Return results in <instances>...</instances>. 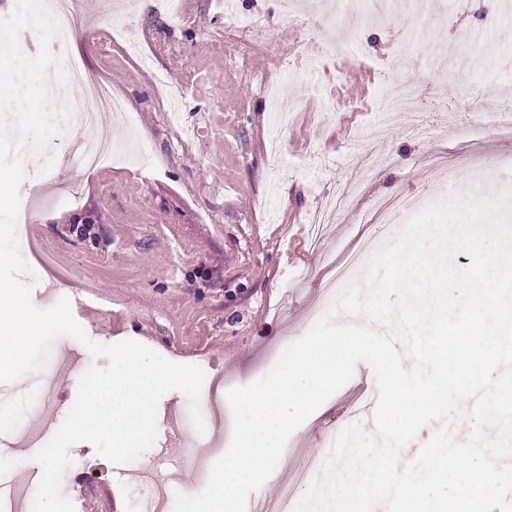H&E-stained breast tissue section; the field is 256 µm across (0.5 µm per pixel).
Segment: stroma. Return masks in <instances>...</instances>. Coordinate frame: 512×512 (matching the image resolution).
<instances>
[{
  "mask_svg": "<svg viewBox=\"0 0 512 512\" xmlns=\"http://www.w3.org/2000/svg\"><path fill=\"white\" fill-rule=\"evenodd\" d=\"M225 0H127L126 37L112 35L101 0H81V25L62 64L81 63L126 108L112 136L123 160L94 170L70 154L94 133L65 125L53 139L57 165L29 174L34 237L21 252L38 278L37 308L54 305L53 287L70 282L71 307L88 336L111 345L137 341L167 360L201 367L205 387L246 386L277 361V349L303 337L332 303L333 267L369 230L379 200L415 199L416 209L450 195L512 182V135L495 125L512 96V0H355L327 15L325 0H234L257 30L234 29ZM336 56L294 59L320 36ZM453 167L452 178L443 170ZM355 188L350 209L325 225L319 243L307 219L332 191ZM107 367L68 337L58 338L44 372L0 384V414L40 433L0 429V481L41 475L34 454L73 405V383L90 366ZM348 382L287 442L255 498L293 482L302 461L320 453L358 384L375 387L371 366ZM61 399L41 413L46 380ZM176 410L177 456H196L185 394H165ZM62 492L83 488L89 512L111 498L112 512H154V501L201 492L203 467L188 477L136 485L132 472L153 461L112 466L87 442L73 445Z\"/></svg>",
  "mask_w": 512,
  "mask_h": 512,
  "instance_id": "35a3bbf8",
  "label": "stroma"
}]
</instances>
